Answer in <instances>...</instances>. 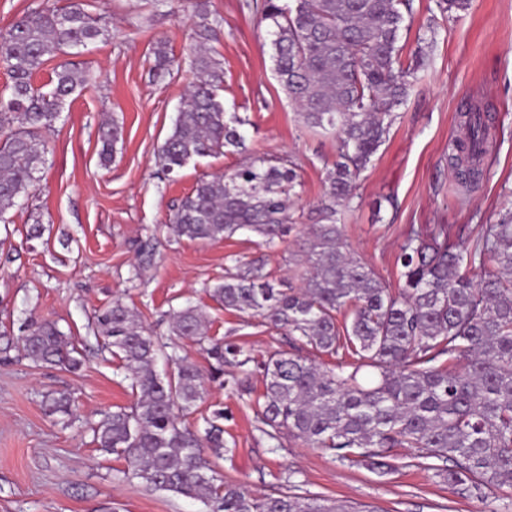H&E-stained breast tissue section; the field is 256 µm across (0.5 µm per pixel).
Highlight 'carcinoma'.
I'll list each match as a JSON object with an SVG mask.
<instances>
[{"label":"carcinoma","mask_w":512,"mask_h":512,"mask_svg":"<svg viewBox=\"0 0 512 512\" xmlns=\"http://www.w3.org/2000/svg\"><path fill=\"white\" fill-rule=\"evenodd\" d=\"M411 0H264L274 71L303 124L336 136V161L326 169L318 223L309 227L298 288H279L260 261L236 258L210 293L224 308L258 316L286 332L292 349L257 361L242 347L207 334L197 307L173 312L171 335L191 338L206 355L203 369L179 346L149 334L139 313L115 298L96 316L103 347L119 360L133 401L102 414L92 428L103 451L127 463L123 474L146 487L201 502L206 512H349L328 499L299 493L295 473L286 485L255 496L224 481L218 461L224 409L202 425L180 424L211 385L240 386L224 366L254 363L262 371L261 432L282 431L339 461L380 473L398 468L395 450L410 448L448 489L483 501L490 512L512 507V213L495 224L443 225L411 230L399 246L400 280L393 286L347 251L340 216L356 195L361 173L385 143L424 58L401 61L399 33ZM109 31L81 0L35 8L0 30V68L11 80L0 94V221L28 195L47 163L44 132L86 84L84 70L59 64L50 82L34 86L48 58L106 39ZM152 70L171 74L180 63L166 43L152 47ZM196 78L170 133L157 150L171 174L193 158L238 147L240 120L219 99L220 63L194 50ZM493 117L465 103L459 135L450 142L455 179L467 187L485 174ZM122 136L117 121L101 124V163ZM302 187L295 164L256 158L197 181L169 217L191 241H217L247 231L275 249L292 224L290 201ZM492 264L480 281L471 273ZM343 321H338V317ZM25 358L76 372L83 366L72 337L51 321L33 322L21 338ZM336 360L330 366L302 354ZM171 365L162 373L160 361ZM50 412L73 416L70 397H49Z\"/></svg>","instance_id":"obj_1"}]
</instances>
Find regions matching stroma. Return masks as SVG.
Listing matches in <instances>:
<instances>
[{
	"label": "stroma",
	"instance_id": "35a3bbf8",
	"mask_svg": "<svg viewBox=\"0 0 512 512\" xmlns=\"http://www.w3.org/2000/svg\"><path fill=\"white\" fill-rule=\"evenodd\" d=\"M103 18L107 40L76 55L87 73L54 127L47 131V164L35 190L0 223V347L24 335L27 324L50 320L74 336L85 364L78 373L37 365L12 349L0 359V512H202L200 503L148 489L123 476L124 460L96 448L90 426L101 412L130 404L118 362L96 338L100 309L122 298L138 310L154 336L170 335L172 310H205L210 335L250 350L256 358L287 349L286 336L260 317L225 310L209 294L224 278L227 256L260 260L292 286L299 230L277 249L237 234L216 242L178 237L167 217L197 181L257 157L287 158L303 182L292 212L315 223L325 169L336 159L332 140L302 125L273 69L271 37L261 0H83ZM402 30V58L423 49L416 74L386 142L362 173L344 212L351 252L378 275L398 281L396 257L410 227L493 224L512 210V0H470L467 10L441 11L438 0H412ZM217 27L204 45L220 60L224 110L242 119L243 144L197 157L164 175L156 151L170 132L195 79L189 34L200 15ZM436 34H429V22ZM181 64L179 73L151 74L157 40ZM489 102L496 116L487 174L463 191L448 167V144L462 103ZM116 118L122 138L109 167L99 160L98 127ZM41 224V237L26 234ZM250 391L211 387L200 411L224 410V439L232 447L220 466L225 480L253 493L277 490L296 471L302 493L358 512H488V502L452 493L433 472L409 459L381 475L333 460L328 452L281 434L280 449L259 431L255 402L263 391L253 374ZM70 393L76 417L50 413L46 395Z\"/></svg>",
	"mask_w": 512,
	"mask_h": 512
}]
</instances>
